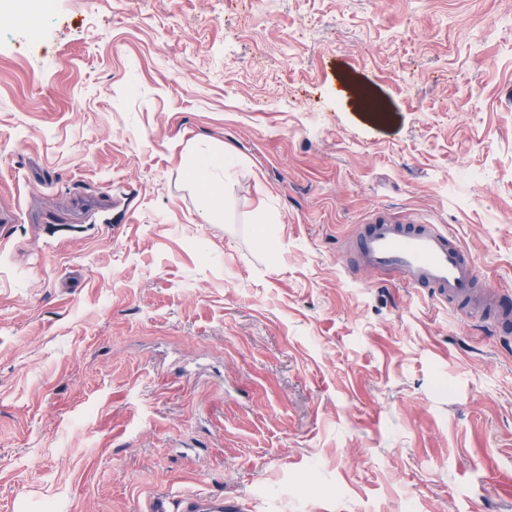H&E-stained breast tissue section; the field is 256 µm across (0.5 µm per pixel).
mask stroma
<instances>
[{"instance_id":"35a3bbf8","label":"stroma","mask_w":512,"mask_h":512,"mask_svg":"<svg viewBox=\"0 0 512 512\" xmlns=\"http://www.w3.org/2000/svg\"><path fill=\"white\" fill-rule=\"evenodd\" d=\"M0 0V512H512V0ZM211 162L208 182L193 168ZM357 246L366 269L386 273L405 288H428L443 306L462 303L459 310L466 316L492 312L498 290L487 284L476 288L472 262L444 225L379 221ZM172 512H239L238 504L224 501V495L189 494L179 498Z\"/></svg>"}]
</instances>
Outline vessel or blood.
<instances>
[{"label":"vessel or blood","mask_w":512,"mask_h":512,"mask_svg":"<svg viewBox=\"0 0 512 512\" xmlns=\"http://www.w3.org/2000/svg\"><path fill=\"white\" fill-rule=\"evenodd\" d=\"M358 248L366 269L388 274L406 288H426L435 302L460 305L472 317L492 311L497 291L477 287V273L451 233L441 224L412 226L379 221L361 237ZM238 504L214 494H189L170 504L163 496L153 498L149 512H239Z\"/></svg>","instance_id":"b4317fda"}]
</instances>
